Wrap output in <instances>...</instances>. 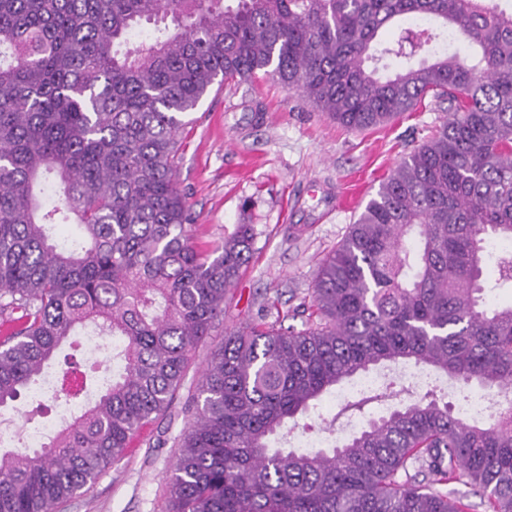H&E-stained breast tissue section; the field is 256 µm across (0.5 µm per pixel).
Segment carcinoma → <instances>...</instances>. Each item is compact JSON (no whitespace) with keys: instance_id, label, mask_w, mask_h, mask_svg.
I'll use <instances>...</instances> for the list:
<instances>
[{"instance_id":"carcinoma-1","label":"carcinoma","mask_w":512,"mask_h":512,"mask_svg":"<svg viewBox=\"0 0 512 512\" xmlns=\"http://www.w3.org/2000/svg\"><path fill=\"white\" fill-rule=\"evenodd\" d=\"M470 52L390 75L435 35ZM156 26L134 42L142 23ZM352 129L390 123L431 94L448 116L383 180L323 260L310 303L224 328L191 395L168 476L171 512H463L455 483L512 512V8L502 0H0V408L89 327L112 370L57 383L80 401L41 448L0 443V512H51L165 415L254 225L191 244L177 188L185 118L213 86L258 75ZM74 224L66 246L56 226ZM302 318V328L284 326ZM432 370L495 397L483 424L433 388L390 376L347 403L386 412L331 449H287L322 396L379 367Z\"/></svg>"}]
</instances>
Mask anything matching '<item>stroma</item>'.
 Returning <instances> with one entry per match:
<instances>
[{"mask_svg":"<svg viewBox=\"0 0 512 512\" xmlns=\"http://www.w3.org/2000/svg\"><path fill=\"white\" fill-rule=\"evenodd\" d=\"M445 117L425 98L394 122L350 131L296 90L260 77L212 89L182 136L177 183L187 196L192 242L206 247L253 225L252 257L224 303L222 326L200 346L166 416L134 436L121 461L52 512H168L167 477L190 418L200 369L224 341L225 327L272 323L309 299L322 260L346 235L358 210L336 195L361 188L367 203L380 183Z\"/></svg>","mask_w":512,"mask_h":512,"instance_id":"obj_1","label":"stroma"}]
</instances>
